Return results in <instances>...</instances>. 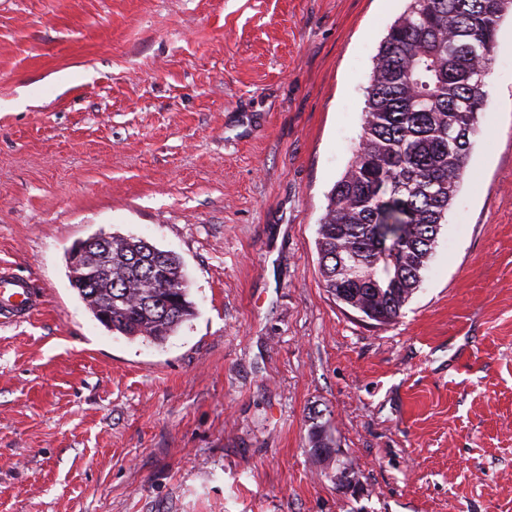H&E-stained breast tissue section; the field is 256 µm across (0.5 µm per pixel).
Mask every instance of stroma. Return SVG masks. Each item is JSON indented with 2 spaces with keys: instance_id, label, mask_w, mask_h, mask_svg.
I'll use <instances>...</instances> for the list:
<instances>
[{
  "instance_id": "1",
  "label": "stroma",
  "mask_w": 512,
  "mask_h": 512,
  "mask_svg": "<svg viewBox=\"0 0 512 512\" xmlns=\"http://www.w3.org/2000/svg\"><path fill=\"white\" fill-rule=\"evenodd\" d=\"M407 0H0V512H512V11L418 290L379 326L318 224ZM177 255L196 314L101 325L67 251ZM325 424L357 490L311 455ZM44 299L32 283L14 274L10 268H0V320L2 324L29 320Z\"/></svg>"
}]
</instances>
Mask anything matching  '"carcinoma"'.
<instances>
[{
    "mask_svg": "<svg viewBox=\"0 0 512 512\" xmlns=\"http://www.w3.org/2000/svg\"><path fill=\"white\" fill-rule=\"evenodd\" d=\"M512 0H409L389 27L365 90L362 134L328 195L318 227L319 272L337 301L378 325H390L418 289L452 198L466 172L484 78L499 23ZM90 282L79 296L97 321L127 339L160 345L195 316L180 259L135 237H112L77 271ZM177 286L132 288L139 282ZM313 455L341 486L350 466L337 463L321 425Z\"/></svg>",
    "mask_w": 512,
    "mask_h": 512,
    "instance_id": "cac0c4a2",
    "label": "carcinoma"
}]
</instances>
